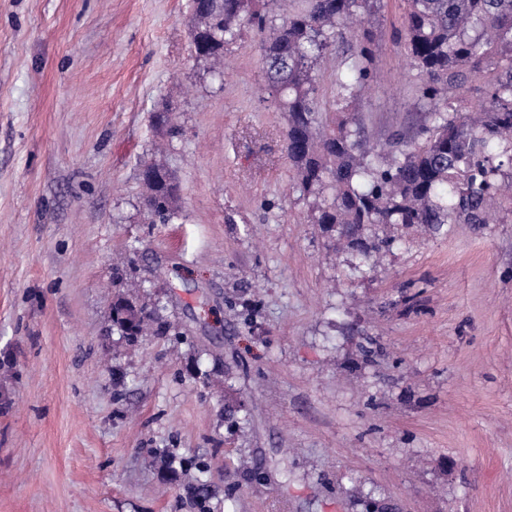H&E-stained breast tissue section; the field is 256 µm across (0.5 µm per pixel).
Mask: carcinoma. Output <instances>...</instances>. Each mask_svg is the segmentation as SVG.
<instances>
[{
  "instance_id": "carcinoma-1",
  "label": "carcinoma",
  "mask_w": 512,
  "mask_h": 512,
  "mask_svg": "<svg viewBox=\"0 0 512 512\" xmlns=\"http://www.w3.org/2000/svg\"><path fill=\"white\" fill-rule=\"evenodd\" d=\"M254 0H192L196 57L220 73L225 51L244 28L260 37L264 81L288 112L285 150L310 221L360 262L391 240L368 239L377 224L420 226L502 224L512 215V0H406L404 49L421 78L426 115L417 136L392 134L367 145L353 120L332 112L356 108L376 78L374 34L357 18L372 0H302L273 25ZM350 52L336 69V98L323 100L321 64L342 45ZM482 98L469 113V94ZM143 207L150 220L175 214L177 185L169 171L149 164L141 172ZM112 318L130 340L154 312L115 303Z\"/></svg>"
}]
</instances>
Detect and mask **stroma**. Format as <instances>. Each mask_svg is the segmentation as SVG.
<instances>
[{
	"label": "stroma",
	"mask_w": 512,
	"mask_h": 512,
	"mask_svg": "<svg viewBox=\"0 0 512 512\" xmlns=\"http://www.w3.org/2000/svg\"><path fill=\"white\" fill-rule=\"evenodd\" d=\"M404 12L367 17L373 142L424 118ZM191 20L0 0V512H512V222L378 225L392 245L357 266L305 221L258 35L218 77ZM119 294L167 334L127 341ZM144 188L143 207L148 218L163 224L175 214L177 185L169 171L159 164H149L141 172Z\"/></svg>",
	"instance_id": "1"
}]
</instances>
